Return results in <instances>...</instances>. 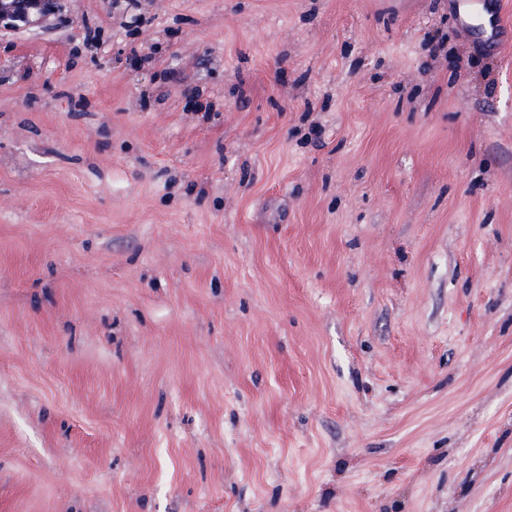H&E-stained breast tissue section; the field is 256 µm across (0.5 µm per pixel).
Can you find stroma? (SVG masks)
<instances>
[{"label": "stroma", "mask_w": 512, "mask_h": 512, "mask_svg": "<svg viewBox=\"0 0 512 512\" xmlns=\"http://www.w3.org/2000/svg\"><path fill=\"white\" fill-rule=\"evenodd\" d=\"M0 30V512H512V0H52ZM482 31L485 34L487 42L498 45V36L504 28L501 11L499 8L488 7L482 16Z\"/></svg>", "instance_id": "35a3bbf8"}]
</instances>
